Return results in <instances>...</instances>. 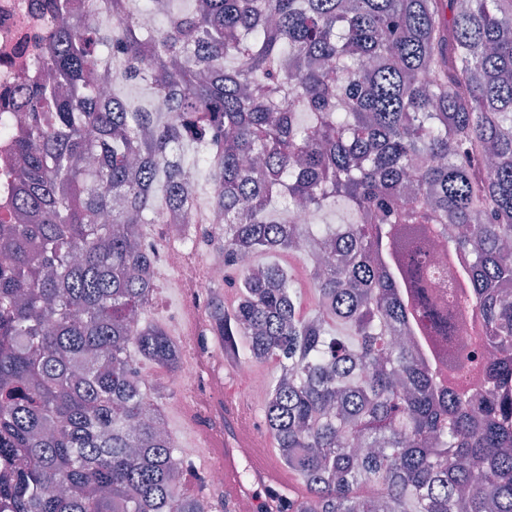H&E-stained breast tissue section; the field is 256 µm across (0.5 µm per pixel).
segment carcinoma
<instances>
[{
    "label": "carcinoma",
    "instance_id": "1",
    "mask_svg": "<svg viewBox=\"0 0 512 512\" xmlns=\"http://www.w3.org/2000/svg\"><path fill=\"white\" fill-rule=\"evenodd\" d=\"M90 3L112 22L75 29V0L47 3L48 77L0 216L11 512H237L182 492L189 465L133 368L179 369L147 319L142 227L205 223L201 176L241 274L209 332L230 362L279 367L264 426L299 486L260 512H512V0ZM114 63L148 99L102 94ZM338 199L350 223L292 222ZM282 251L312 256L307 311L283 268L240 264ZM440 251L464 259L446 298Z\"/></svg>",
    "mask_w": 512,
    "mask_h": 512
}]
</instances>
